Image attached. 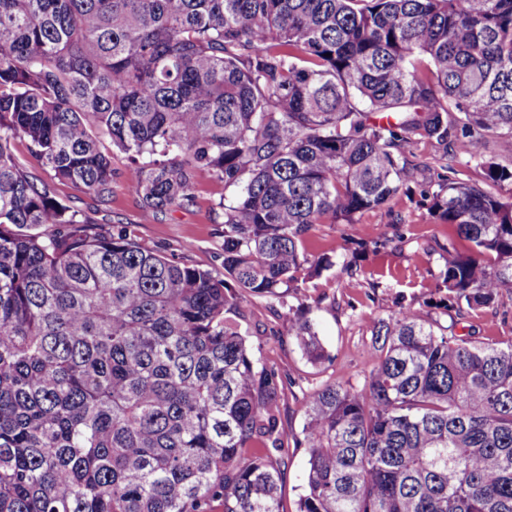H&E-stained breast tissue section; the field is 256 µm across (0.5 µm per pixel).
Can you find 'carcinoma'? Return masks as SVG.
I'll use <instances>...</instances> for the list:
<instances>
[{"label":"carcinoma","mask_w":512,"mask_h":512,"mask_svg":"<svg viewBox=\"0 0 512 512\" xmlns=\"http://www.w3.org/2000/svg\"><path fill=\"white\" fill-rule=\"evenodd\" d=\"M491 138L509 164L478 154ZM424 140L481 169L424 197L447 307L490 308L512 291V199L490 190L512 185V0H0V512H283L291 447L297 512H512V344L402 307L367 382L315 388L291 438L235 320L332 267L314 225L420 184ZM113 148L153 216L202 178L236 189L224 277L57 198L109 196ZM288 339L326 360L291 307ZM304 448L294 450L288 456V466L282 479V498L285 512H296L300 495L303 493L304 471L306 463Z\"/></svg>","instance_id":"obj_1"}]
</instances>
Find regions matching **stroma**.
<instances>
[{"mask_svg":"<svg viewBox=\"0 0 512 512\" xmlns=\"http://www.w3.org/2000/svg\"><path fill=\"white\" fill-rule=\"evenodd\" d=\"M412 151L430 165L424 174L425 185H432L448 164L460 178L479 176L478 169L465 158L445 156L430 142H419ZM56 193L90 222L108 228L130 225L139 240L165 255L218 276L224 273L218 256L222 227L215 223L214 211L220 200L234 198V189L202 180L193 206L175 208L157 218L142 210L138 197L121 178L104 202L69 184L57 185ZM355 227L360 230L356 237L351 234ZM346 237L351 240L348 251L337 252L338 242ZM447 241V225L431 215L417 193L398 195L390 211L357 214L352 226L316 225L305 241V250L309 257L326 256L333 262L304 288L309 317L329 356L319 365L309 363L298 345L288 339L286 308L262 298L240 299L242 333L259 347L262 363L278 371L286 383L280 419L288 434H301L302 404L311 388L335 381L360 385L368 379L375 363L371 354L373 325L399 306H411L441 326H454L457 335L474 341H512V292L503 293L496 308L468 311L461 317L446 308L441 246Z\"/></svg>","mask_w":512,"mask_h":512,"instance_id":"stroma-1","label":"stroma"}]
</instances>
